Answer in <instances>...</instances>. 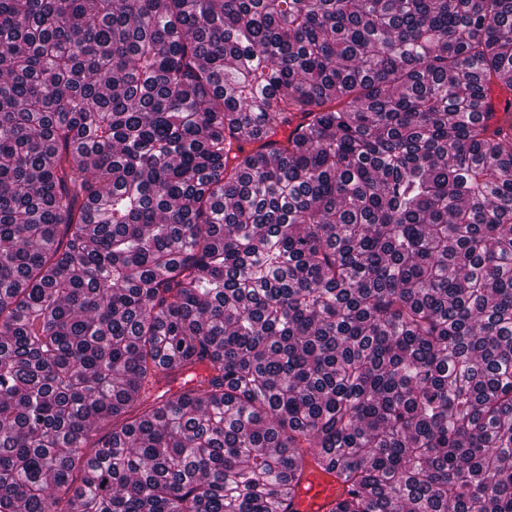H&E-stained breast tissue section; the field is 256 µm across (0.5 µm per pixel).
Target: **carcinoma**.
Instances as JSON below:
<instances>
[{
  "instance_id": "carcinoma-1",
  "label": "carcinoma",
  "mask_w": 512,
  "mask_h": 512,
  "mask_svg": "<svg viewBox=\"0 0 512 512\" xmlns=\"http://www.w3.org/2000/svg\"><path fill=\"white\" fill-rule=\"evenodd\" d=\"M512 0H0V512H512ZM343 493L344 486L334 476L310 471L305 473L298 486L290 510L329 512L331 504Z\"/></svg>"
}]
</instances>
